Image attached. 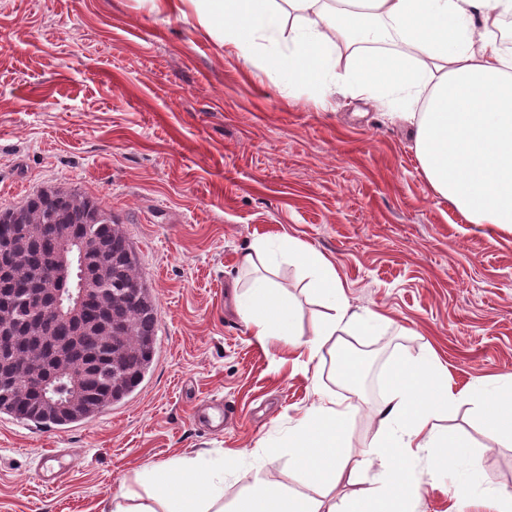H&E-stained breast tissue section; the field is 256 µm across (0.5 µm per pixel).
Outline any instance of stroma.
<instances>
[{"mask_svg": "<svg viewBox=\"0 0 512 512\" xmlns=\"http://www.w3.org/2000/svg\"><path fill=\"white\" fill-rule=\"evenodd\" d=\"M278 51L244 58L200 24L188 0H0V211L40 191L75 190L112 212L135 248L157 306L151 371L124 401L82 422L36 426L0 414V512H100L138 472L180 458L237 457L224 477L233 512L258 474L339 503L373 471L332 491L298 479L279 451L321 393L351 397L334 356L297 363L262 346L235 308L242 253L287 235L332 261L352 310L386 317L369 336L361 409L365 449L390 368L434 352L457 388L512 377V231L471 224L421 172L398 98L269 79ZM300 327L326 312L292 264ZM231 410L198 427L206 401ZM477 459L481 483L454 493L464 468L433 473L439 451L406 459L410 512H490L512 495V447L491 443L462 403L443 421ZM75 454L63 484L44 486L40 458Z\"/></svg>", "mask_w": 512, "mask_h": 512, "instance_id": "35a3bbf8", "label": "stroma"}]
</instances>
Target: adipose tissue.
Wrapping results in <instances>:
<instances>
[{"instance_id": "obj_1", "label": "adipose tissue", "mask_w": 512, "mask_h": 512, "mask_svg": "<svg viewBox=\"0 0 512 512\" xmlns=\"http://www.w3.org/2000/svg\"><path fill=\"white\" fill-rule=\"evenodd\" d=\"M202 21L250 56L259 34H287L288 50L276 55L270 78L292 83H332L372 98L397 96L421 103L405 113L414 127L422 171L435 190L471 224L512 230V48L498 37L512 0H192ZM398 41L400 50L366 53V43ZM348 48L340 60L339 48ZM301 267L307 290L328 307L303 333L296 309L272 271L281 262ZM249 278L236 306L253 336L300 350L307 362L323 350L339 356L341 376H353L344 334L383 326L374 312L351 310L335 265L301 241L282 236L257 239L241 259ZM471 404L489 438L512 446V379L497 385L455 389L448 369L433 354L397 365L386 398L378 405L373 451L355 450L349 427L360 405L323 394L289 434L285 452L309 482L335 488L347 470L377 468L372 488L345 500L337 512H408L414 490L396 448H436L435 466L452 467L466 444L453 431L435 427L459 403ZM235 458L159 465L141 478L147 493L116 495L102 512H224V474ZM235 512H322L313 498L266 477L237 504Z\"/></svg>"}]
</instances>
